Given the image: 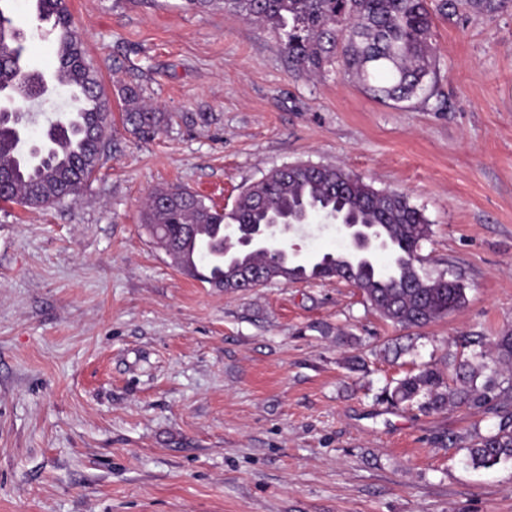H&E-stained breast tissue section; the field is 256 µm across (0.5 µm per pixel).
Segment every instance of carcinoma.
Returning a JSON list of instances; mask_svg holds the SVG:
<instances>
[{
  "mask_svg": "<svg viewBox=\"0 0 512 512\" xmlns=\"http://www.w3.org/2000/svg\"><path fill=\"white\" fill-rule=\"evenodd\" d=\"M461 1L478 12L492 13L500 7V0H439L437 11L452 16ZM185 2L199 11L221 7L272 29L278 34L280 50L297 69L322 72L337 64L382 102L412 99L425 90V79L434 72L433 16L427 0ZM36 4L37 20L52 24L58 35L67 37L55 51L52 75L57 85L70 89L81 85L89 91L99 87L97 72L71 29L65 0H36ZM24 56L20 40L0 44V92L18 95L27 110L21 118L0 112V173L10 181L8 196L0 200L44 210L77 196L83 189L80 173L101 166L106 141L99 131L108 128L107 113L98 96L93 103L75 98V114L84 133L79 147L71 148L69 116L65 115L51 122L46 132L54 142L53 150L38 164H26L29 147L19 135V121L35 124L37 113L44 111L43 103L33 92V70L3 68ZM121 96L126 105L123 121L141 138L150 139L169 125L171 116L144 104L141 89L126 86ZM284 213L293 224L304 214L309 220L321 217L334 222L339 216L363 224L386 244V263L353 265L348 254L333 252L305 268H290L283 255L266 252L224 262V245H234L244 227L267 224ZM143 221L175 266H180L181 256L194 252L195 265L186 271L194 276L197 265L213 269L207 284L226 292L240 291L239 281L246 271L262 274L254 288L340 278L359 288L383 318L406 328L424 327L465 303L460 283L441 273H424L417 266L418 250L430 227L407 196L376 189L341 167L299 162L274 168L248 186L229 210L171 186L149 195ZM474 358L475 363L465 358L455 364L454 388L437 365L425 363L417 373L396 381L393 389L385 391V398L392 406L415 404L424 413L453 407L474 416L494 414L495 429L478 436L467 448L473 466L491 468L512 461V331L495 337Z\"/></svg>",
  "mask_w": 512,
  "mask_h": 512,
  "instance_id": "1",
  "label": "carcinoma"
}]
</instances>
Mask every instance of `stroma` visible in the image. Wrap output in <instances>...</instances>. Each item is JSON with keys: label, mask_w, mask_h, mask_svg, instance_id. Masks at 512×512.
I'll return each instance as SVG.
<instances>
[{"label": "stroma", "mask_w": 512, "mask_h": 512, "mask_svg": "<svg viewBox=\"0 0 512 512\" xmlns=\"http://www.w3.org/2000/svg\"><path fill=\"white\" fill-rule=\"evenodd\" d=\"M103 86L106 156L73 201L0 204V512H512V461L474 467L495 419L379 401L461 336L512 330V0L434 15L425 94L379 102L340 67L295 71L277 34L184 0H69ZM26 58L56 37L16 0ZM175 120L144 141L121 87ZM336 165L407 195L420 268L466 303L422 328L350 283L227 294L142 222L173 185L231 208L270 169ZM304 262L332 224L290 234Z\"/></svg>", "instance_id": "1"}]
</instances>
